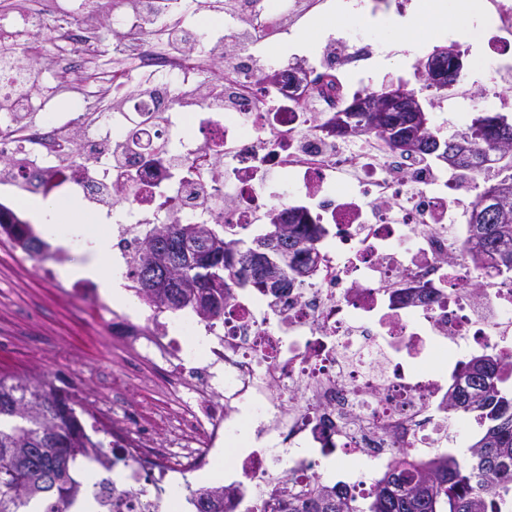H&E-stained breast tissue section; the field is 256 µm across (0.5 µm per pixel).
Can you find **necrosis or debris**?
I'll return each instance as SVG.
<instances>
[{
    "mask_svg": "<svg viewBox=\"0 0 512 512\" xmlns=\"http://www.w3.org/2000/svg\"><path fill=\"white\" fill-rule=\"evenodd\" d=\"M135 12L107 13L100 0L54 4L53 51L37 35L43 16L0 12V98L23 84L20 107L0 109V162L12 183L64 199L78 192L91 213L112 220L121 270L159 224L251 226L281 209L312 207L332 233L302 287L241 292L223 325L187 320L188 345L170 336L166 313L145 322L118 317L114 333L159 370L182 410L170 440L113 429L128 458L115 494L137 499L149 479L154 503L185 487L237 442L230 485L239 501L304 490L310 477L343 494L370 492L395 450L421 454L448 422L449 388H464V362L512 355V281L486 277L481 296L443 264L463 236L456 198L464 185L419 157L385 152L374 136L326 131L363 91L355 81L376 49L330 41L313 62L259 61L255 48L300 29L321 0H265L225 11V32L193 51L159 49L155 26L175 0H139ZM499 77L484 88L512 108V0H489ZM119 33L110 43L106 30ZM235 46L224 58L225 42ZM153 76L141 98L145 120L100 113L99 101L133 80L128 60ZM275 73V80L261 76ZM70 112L52 109L59 97ZM203 131L184 135L186 125ZM83 163H70L73 150ZM425 299L393 301L408 283Z\"/></svg>",
    "mask_w": 512,
    "mask_h": 512,
    "instance_id": "obj_1",
    "label": "necrosis or debris"
}]
</instances>
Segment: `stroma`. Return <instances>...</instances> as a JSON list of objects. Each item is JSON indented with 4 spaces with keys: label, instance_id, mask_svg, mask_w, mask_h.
I'll list each match as a JSON object with an SVG mask.
<instances>
[{
    "label": "stroma",
    "instance_id": "35a3bbf8",
    "mask_svg": "<svg viewBox=\"0 0 512 512\" xmlns=\"http://www.w3.org/2000/svg\"><path fill=\"white\" fill-rule=\"evenodd\" d=\"M401 15L398 0H333L331 12L309 21L315 39L291 46L272 43L258 53L267 58L291 51L313 58L331 38L373 43L378 51L366 69L368 88L394 83L417 90L443 139L477 113L493 111V104L478 95L439 109V92L424 89L415 73L419 60L435 47L453 44L464 59L463 76L472 82L486 80L493 56L490 28H482L473 41L455 42L427 30L405 35L383 26V19ZM71 283L65 276L48 283L36 259L0 239V374L44 378L59 389L79 391L93 418L127 412L132 426L149 432L155 442L165 441L167 433L154 417L175 407V400L147 362L110 340L107 314L86 307L71 293Z\"/></svg>",
    "mask_w": 512,
    "mask_h": 512
}]
</instances>
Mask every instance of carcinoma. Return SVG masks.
Returning <instances> with one entry per match:
<instances>
[{
	"instance_id": "cac0c4a2",
	"label": "carcinoma",
	"mask_w": 512,
	"mask_h": 512,
	"mask_svg": "<svg viewBox=\"0 0 512 512\" xmlns=\"http://www.w3.org/2000/svg\"><path fill=\"white\" fill-rule=\"evenodd\" d=\"M377 91L353 100L338 112L330 130L338 135H376L392 153L422 154L460 170L466 186L477 190L468 212L466 238L452 265L466 256L475 275L464 286L480 294L490 272L512 276V121L482 112L466 129L441 139L429 113L372 108ZM503 160L500 174L485 171L488 153ZM23 227L15 245L29 256L45 242L26 222L0 205V219ZM329 229L305 212H288V221L271 218L254 246L242 248L239 232L219 235L209 224H163L144 242L134 265L136 294L168 312L191 309L201 318L224 320V303L247 288L264 293L290 281L300 283L312 272L311 258ZM158 245L161 259L172 265L160 288L145 285L146 249ZM464 369L465 390H448V418L472 417L482 432L465 453L438 449L420 456L396 452L391 467L363 496L338 495L314 478L302 494H273L270 501L246 512H512V367L497 354L473 357ZM78 397L47 380L0 375V512H72L86 500L100 512H123L112 498V467L126 458L107 450L83 421ZM198 512L226 497L222 487L192 491Z\"/></svg>"
}]
</instances>
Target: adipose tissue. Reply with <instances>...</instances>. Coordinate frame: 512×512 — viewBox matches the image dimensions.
I'll use <instances>...</instances> for the list:
<instances>
[{"mask_svg": "<svg viewBox=\"0 0 512 512\" xmlns=\"http://www.w3.org/2000/svg\"><path fill=\"white\" fill-rule=\"evenodd\" d=\"M484 13L479 0H428L423 15L403 19L402 31L409 32L420 24L447 29L460 40L471 39L475 25ZM26 209L51 236L57 246L68 247L73 240H82L83 258L68 269L69 275L94 282L100 293L108 299L125 301L123 281L112 266L116 241L106 234L89 233L82 222V210L78 200L58 204L52 200L27 203Z\"/></svg>", "mask_w": 512, "mask_h": 512, "instance_id": "obj_1", "label": "adipose tissue"}]
</instances>
